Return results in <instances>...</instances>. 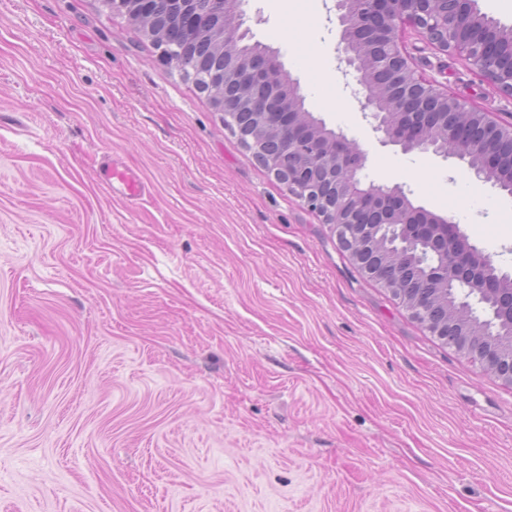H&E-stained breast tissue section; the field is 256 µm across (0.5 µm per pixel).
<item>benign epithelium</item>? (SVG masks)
I'll return each instance as SVG.
<instances>
[{
  "mask_svg": "<svg viewBox=\"0 0 512 512\" xmlns=\"http://www.w3.org/2000/svg\"><path fill=\"white\" fill-rule=\"evenodd\" d=\"M221 4L220 23L224 26V70L208 78L217 97L218 111L224 113V125L231 128L246 147H254L256 139H248L237 126L241 113L252 116L254 133L288 130V167L272 149L258 156V162L307 208L331 224L341 244L349 248L357 268L379 281L377 272L360 262L366 252H377L374 228L363 214L367 209L389 208L388 224H438L457 232L454 222L414 206L401 187L370 184L364 186L357 173L364 167V155L342 132L331 131L325 122L305 108V99L297 81L270 80L267 75L282 70L276 55L269 52L251 55L238 49L244 40L237 23L241 0H216ZM152 0H112V14L144 25L147 7ZM341 27L345 74H352L359 110L371 120L374 131L385 141L401 146L404 151H431L444 157L466 162L475 176L499 183L503 175L512 178V153L504 154L502 142L512 144V126H500L488 113L467 105L460 99L437 89L411 67L403 53L397 32L401 25L415 28L426 43L464 57L480 77L502 92L512 94V28L482 13L478 0H336ZM420 112L465 115L493 129L497 137L476 143L467 149H450L454 131L447 123L436 127L438 134L420 133L414 126ZM330 152L333 169L331 189L333 203L323 195L321 184L306 178L308 171L320 164L323 151ZM448 285L466 288L480 298L490 296L492 288L479 278L459 279L444 274ZM499 294L509 295V317H504L501 303L489 305L483 317L472 318L467 330L454 331L450 343L458 352L471 357L506 380L512 382V277L500 276ZM410 314L425 323L435 336L448 330L432 322L427 310L416 303L406 304ZM487 337L483 350L473 347L471 336Z\"/></svg>",
  "mask_w": 512,
  "mask_h": 512,
  "instance_id": "7a95c632",
  "label": "benign epithelium"
}]
</instances>
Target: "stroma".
Instances as JSON below:
<instances>
[{"instance_id":"35a3bbf8","label":"stroma","mask_w":512,"mask_h":512,"mask_svg":"<svg viewBox=\"0 0 512 512\" xmlns=\"http://www.w3.org/2000/svg\"><path fill=\"white\" fill-rule=\"evenodd\" d=\"M364 183L512 275V194L372 131L334 0H244ZM441 91L512 124V97L407 25ZM119 161L148 188L107 190ZM0 512H512V383L362 275L99 0H0Z\"/></svg>"}]
</instances>
